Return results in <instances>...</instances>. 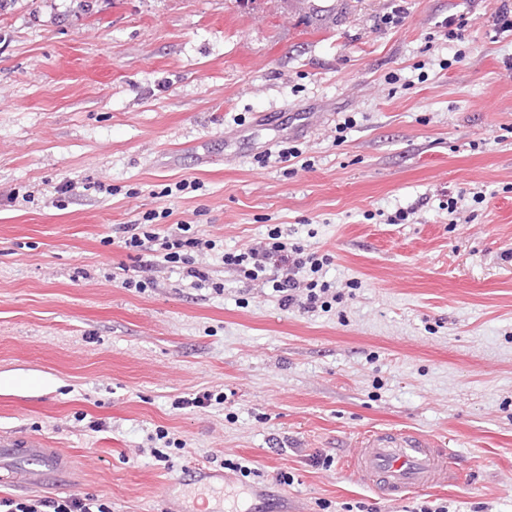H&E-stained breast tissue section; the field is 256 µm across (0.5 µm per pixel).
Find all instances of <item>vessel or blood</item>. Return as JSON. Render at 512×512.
<instances>
[{"label": "vessel or blood", "mask_w": 512, "mask_h": 512, "mask_svg": "<svg viewBox=\"0 0 512 512\" xmlns=\"http://www.w3.org/2000/svg\"><path fill=\"white\" fill-rule=\"evenodd\" d=\"M350 467L359 481L389 500L447 485L453 476L446 449L407 431L384 439H365L352 455ZM71 469L66 455L45 447L40 439L0 437V472L18 485L63 489Z\"/></svg>", "instance_id": "1"}]
</instances>
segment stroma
Segmentation results:
<instances>
[{
  "instance_id": "stroma-1",
  "label": "stroma",
  "mask_w": 512,
  "mask_h": 512,
  "mask_svg": "<svg viewBox=\"0 0 512 512\" xmlns=\"http://www.w3.org/2000/svg\"><path fill=\"white\" fill-rule=\"evenodd\" d=\"M504 8L512 0L1 8L0 434L72 457L74 493L111 512H167L163 486L198 465L223 471L237 512L425 500L512 512ZM259 112L273 128L254 130ZM299 125L302 160L272 159ZM182 180L201 187L161 196ZM163 210L215 240L196 260L222 295L168 269L142 293L114 282L137 260L104 237ZM273 226L328 256L330 311L283 309L271 285L224 266L222 252ZM206 391L223 403L187 406ZM160 427L185 443L166 464L149 453ZM394 430L448 449L458 478L400 501L357 480L358 441ZM239 457L262 476L225 469ZM281 471L293 485L276 484Z\"/></svg>"
}]
</instances>
